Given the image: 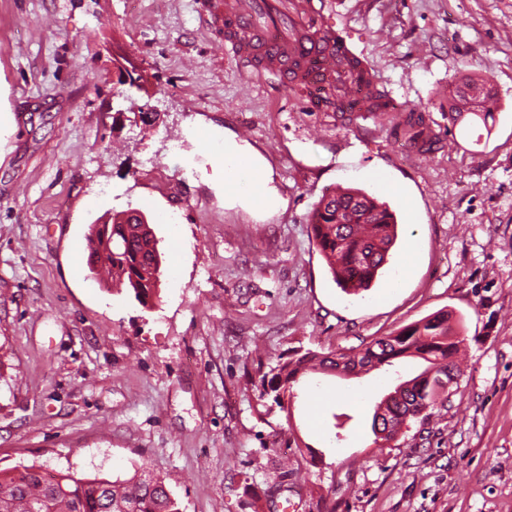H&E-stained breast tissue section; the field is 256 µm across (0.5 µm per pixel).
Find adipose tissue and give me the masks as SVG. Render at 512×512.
<instances>
[{
  "instance_id": "obj_1",
  "label": "adipose tissue",
  "mask_w": 512,
  "mask_h": 512,
  "mask_svg": "<svg viewBox=\"0 0 512 512\" xmlns=\"http://www.w3.org/2000/svg\"><path fill=\"white\" fill-rule=\"evenodd\" d=\"M224 194L246 199L257 207L264 206L274 194L251 150L233 141L224 144Z\"/></svg>"
}]
</instances>
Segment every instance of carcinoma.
Here are the masks:
<instances>
[{"label":"carcinoma","instance_id":"obj_1","mask_svg":"<svg viewBox=\"0 0 512 512\" xmlns=\"http://www.w3.org/2000/svg\"><path fill=\"white\" fill-rule=\"evenodd\" d=\"M473 114L487 123L488 112L472 111L462 102L449 106L448 119L457 121ZM403 135L423 154L433 152L426 134L423 113L410 112L398 123ZM109 229L99 228L106 237L112 267L122 279L119 285L131 289L135 299L148 305L161 274V254L148 224H125L121 215L109 219ZM309 223L336 284L353 289V284L370 288L387 263L396 240V224L389 209L360 190H348L338 199L325 194L312 211ZM447 312H436L408 325L395 335L380 336L358 354L339 356L307 351L293 358H278L268 367L258 364L260 397L268 399L266 413L288 411L294 384L310 371L334 373L358 366L396 367L407 357L427 363L418 374L399 383L377 403L371 430L384 432L390 423L429 420L435 409L448 401L443 385L457 379L455 354L458 343ZM0 512H180L178 504L161 478L143 466L125 480L77 477L69 472H46L42 467L24 466L0 471Z\"/></svg>","mask_w":512,"mask_h":512}]
</instances>
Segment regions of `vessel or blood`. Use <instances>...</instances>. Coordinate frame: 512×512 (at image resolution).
<instances>
[{
  "mask_svg": "<svg viewBox=\"0 0 512 512\" xmlns=\"http://www.w3.org/2000/svg\"><path fill=\"white\" fill-rule=\"evenodd\" d=\"M208 21L223 25L225 54L252 79L270 76L286 93L306 92L318 110L334 98L348 118L377 119L368 107L379 91L377 73L358 63L314 0H214Z\"/></svg>",
  "mask_w": 512,
  "mask_h": 512,
  "instance_id": "obj_1",
  "label": "vessel or blood"
}]
</instances>
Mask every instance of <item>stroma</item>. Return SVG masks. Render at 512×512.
Wrapping results in <instances>:
<instances>
[{
  "mask_svg": "<svg viewBox=\"0 0 512 512\" xmlns=\"http://www.w3.org/2000/svg\"><path fill=\"white\" fill-rule=\"evenodd\" d=\"M202 2L0 0V470L123 480L145 464L181 512H512V0H323L381 89L430 120L426 158L391 116L350 122L251 82ZM120 57L145 80L128 99ZM485 75L492 117L452 124V91ZM228 138L275 207L225 198ZM336 187L398 222L356 295L311 235ZM139 208L162 254L149 308L70 254ZM438 311L465 340L458 384L389 448L374 406L421 359L309 373L288 412L265 411L258 362L358 352Z\"/></svg>",
  "mask_w": 512,
  "mask_h": 512,
  "instance_id": "1",
  "label": "stroma"
}]
</instances>
